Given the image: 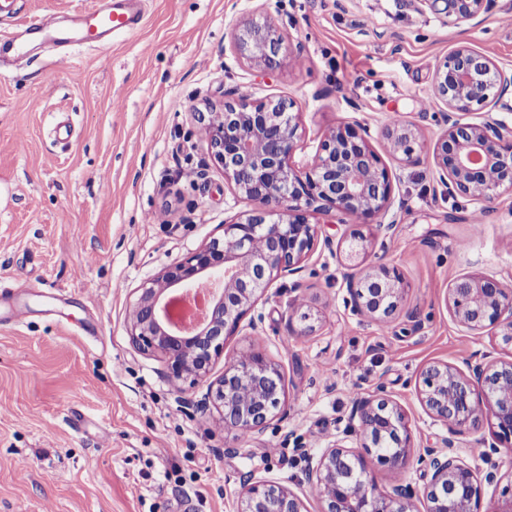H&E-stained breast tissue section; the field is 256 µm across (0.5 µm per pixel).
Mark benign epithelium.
Listing matches in <instances>:
<instances>
[{
    "label": "benign epithelium",
    "instance_id": "obj_1",
    "mask_svg": "<svg viewBox=\"0 0 512 512\" xmlns=\"http://www.w3.org/2000/svg\"><path fill=\"white\" fill-rule=\"evenodd\" d=\"M492 0H410L420 11L428 6L448 27L475 28L484 21ZM238 54L251 65L272 70L284 58L300 60L301 43L267 18L232 24ZM434 100L446 108L443 128L428 158L448 196H461L487 211L503 194H512V123L490 116L471 122L467 116L488 107L512 112V70L485 53L461 43L435 65ZM295 104L287 98L253 99L240 94L232 101L197 113L207 153L224 174V182L253 208L224 224L223 234L182 260L163 267L129 310L133 348L161 357L166 378L178 393L200 385L197 403L219 413L218 428L239 438L260 434L284 402L285 375L263 353L249 350L225 361L224 374L209 380L225 340L242 323L258 330L264 316L258 302L279 278L302 272L320 235L316 216L338 212L355 224L376 225L390 232L394 205L391 173L371 144L370 127L361 122L333 128L310 168L293 162L302 133ZM385 151L416 165L417 125L389 120L381 131ZM367 237L351 232L350 257L365 252ZM352 310L386 321L402 305L407 285L400 272L380 265L354 267L346 276ZM213 284L207 322L191 334L179 332L171 319L177 297ZM450 314L465 332H489L512 346V283L489 274L464 275L448 288ZM467 370L433 362L419 375L417 398L433 424L463 435L487 423L490 441L482 454L512 452V361L466 364ZM346 436L360 441L356 452L336 439L318 455L303 454L309 495L321 512H481L483 485L498 483L497 471L479 473L444 437L439 446H424L412 456L414 440L405 410L384 386L357 400L349 414ZM404 469L424 468L429 482L422 502L409 487L380 489L372 463ZM237 512H308L291 489L250 475L241 483Z\"/></svg>",
    "mask_w": 512,
    "mask_h": 512
}]
</instances>
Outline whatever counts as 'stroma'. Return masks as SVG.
<instances>
[{"label":"stroma","mask_w":512,"mask_h":512,"mask_svg":"<svg viewBox=\"0 0 512 512\" xmlns=\"http://www.w3.org/2000/svg\"><path fill=\"white\" fill-rule=\"evenodd\" d=\"M92 0H15L0 36L45 15L66 19ZM134 33L100 46L50 45L0 62V512H236L249 474L305 495L304 453L343 435L357 398L385 384L418 445L433 425L415 391L430 362L512 360L492 336L461 332L446 302L466 274L512 280V195L474 226L430 163L385 156L403 208L393 234L366 227L365 265L397 268L419 332L403 312L381 323L353 313L346 239L334 214L298 280H276L261 330L229 337L225 356L257 348L278 362L285 400L266 430L234 439L201 390L176 393L164 365L135 351L136 288L221 236L250 210L209 158L194 113L232 91L295 103L309 168L326 134L358 120L419 126L424 147L442 107L422 106L437 61L466 43L512 67V0L478 27H446L402 0H142ZM263 10L303 43V60L272 71L235 51L231 25ZM162 212L166 221L151 222ZM305 294L310 321L289 313ZM22 309L23 322L12 320Z\"/></svg>","instance_id":"1"}]
</instances>
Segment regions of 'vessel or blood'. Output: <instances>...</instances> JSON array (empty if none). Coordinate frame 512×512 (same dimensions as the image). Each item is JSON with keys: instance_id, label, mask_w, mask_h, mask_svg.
Returning a JSON list of instances; mask_svg holds the SVG:
<instances>
[{"instance_id": "obj_1", "label": "vessel or blood", "mask_w": 512, "mask_h": 512, "mask_svg": "<svg viewBox=\"0 0 512 512\" xmlns=\"http://www.w3.org/2000/svg\"><path fill=\"white\" fill-rule=\"evenodd\" d=\"M134 3L135 0H93L78 11L67 27L57 26L48 18L35 20L27 27L24 40H0V53L24 55L31 47L47 42L104 45L112 35L139 27L143 15L135 11Z\"/></svg>"}]
</instances>
